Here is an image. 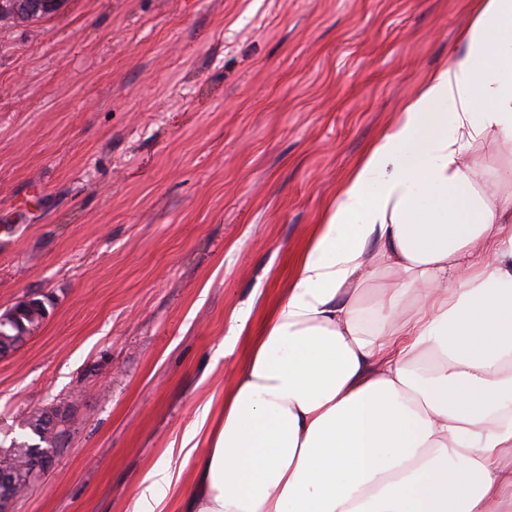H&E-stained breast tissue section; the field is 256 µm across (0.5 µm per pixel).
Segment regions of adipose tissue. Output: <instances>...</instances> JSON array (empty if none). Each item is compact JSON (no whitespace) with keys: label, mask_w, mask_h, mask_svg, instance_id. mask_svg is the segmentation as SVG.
<instances>
[{"label":"adipose tissue","mask_w":512,"mask_h":512,"mask_svg":"<svg viewBox=\"0 0 512 512\" xmlns=\"http://www.w3.org/2000/svg\"><path fill=\"white\" fill-rule=\"evenodd\" d=\"M341 186L240 370L206 405L179 512H512V0ZM384 280L378 298L365 289ZM469 161L477 165L483 177L493 179L500 169L512 168V144H481L472 149Z\"/></svg>","instance_id":"adipose-tissue-1"}]
</instances>
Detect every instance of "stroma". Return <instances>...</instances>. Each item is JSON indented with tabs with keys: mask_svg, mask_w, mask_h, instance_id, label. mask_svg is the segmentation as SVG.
<instances>
[{
	"mask_svg": "<svg viewBox=\"0 0 512 512\" xmlns=\"http://www.w3.org/2000/svg\"><path fill=\"white\" fill-rule=\"evenodd\" d=\"M474 0H63L0 32V429L66 403L13 512H149L325 208ZM37 308L44 309V301L42 299L31 296L23 297L9 308H6L3 313L1 312L0 325L4 323L11 324L14 327L20 326L27 313Z\"/></svg>",
	"mask_w": 512,
	"mask_h": 512,
	"instance_id": "stroma-1",
	"label": "stroma"
}]
</instances>
